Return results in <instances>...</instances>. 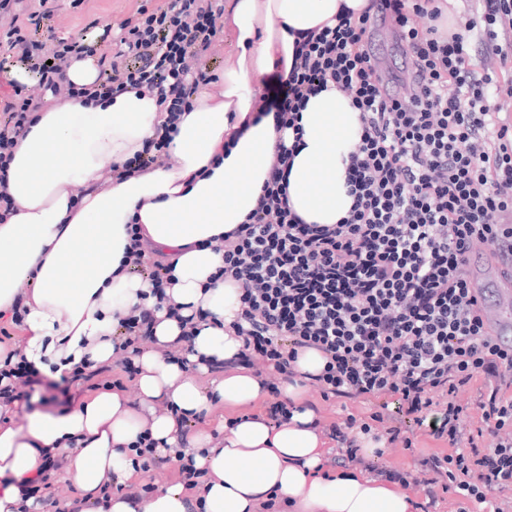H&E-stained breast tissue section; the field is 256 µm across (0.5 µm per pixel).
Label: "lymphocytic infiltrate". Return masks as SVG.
I'll use <instances>...</instances> for the list:
<instances>
[{
    "label": "lymphocytic infiltrate",
    "instance_id": "lymphocytic-infiltrate-1",
    "mask_svg": "<svg viewBox=\"0 0 512 512\" xmlns=\"http://www.w3.org/2000/svg\"><path fill=\"white\" fill-rule=\"evenodd\" d=\"M46 0H0V47L35 67L30 88L0 96V214L13 200L6 189L13 149L42 112L45 96L101 97L127 90L157 98L166 119L125 164L141 173L167 160V148L196 87L212 81L210 49L224 33V0H165L140 8L127 23L120 49L98 54L85 40L57 36ZM483 28L446 25L436 0H376L392 20L413 77L392 92L372 61L369 16L341 14L298 41L289 74H276L261 98L259 117L277 128H298L311 95L334 87L360 113L361 140L346 168L353 205L337 224H309L288 205L294 151L278 145L257 208L224 236L218 276L240 289L233 323L243 348L234 367L274 370L266 412L275 424L292 409L280 382L292 381L298 351L326 359L314 380L323 396L379 400L368 420L348 416L332 425L334 463H360L358 434L381 432L412 448L398 421L449 446L419 461L430 512L439 492L512 512V349L492 336L467 277L473 252L512 241V126L494 104L497 80L469 62L472 38L500 59L512 58V0H480ZM93 57L103 83L77 85L67 72ZM132 274L148 281L157 304L134 307L117 327L136 375L134 354L155 343L156 314L181 319L166 293L171 266L151 249L139 224L128 227ZM475 385L483 447L455 401ZM396 408H389V401Z\"/></svg>",
    "mask_w": 512,
    "mask_h": 512
}]
</instances>
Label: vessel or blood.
<instances>
[{"label": "vessel or blood", "instance_id": "obj_1", "mask_svg": "<svg viewBox=\"0 0 512 512\" xmlns=\"http://www.w3.org/2000/svg\"><path fill=\"white\" fill-rule=\"evenodd\" d=\"M468 276L495 339L512 346V245H503L496 257L472 254Z\"/></svg>", "mask_w": 512, "mask_h": 512}]
</instances>
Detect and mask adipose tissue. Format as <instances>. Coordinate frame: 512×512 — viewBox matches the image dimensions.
<instances>
[{
  "label": "adipose tissue",
  "mask_w": 512,
  "mask_h": 512,
  "mask_svg": "<svg viewBox=\"0 0 512 512\" xmlns=\"http://www.w3.org/2000/svg\"><path fill=\"white\" fill-rule=\"evenodd\" d=\"M371 0H232L224 36L235 52L219 75L220 93L199 87L169 145L170 160L126 174L165 114L155 97L127 91L69 100L43 113L14 150L7 191L15 211L0 221V313L16 298L27 308L23 356L41 373L62 377L84 361L111 362L114 330L138 305L153 306L146 281L130 273L127 226L143 225L173 266L167 293L184 315L208 311L188 346L186 364L161 352L137 358L138 402L98 391L62 414L0 427V512H21L20 485L36 479L46 454L65 457L76 489L71 512H256L287 503L290 512H416L405 487L368 471L326 473L325 442L312 409L273 426L255 416L191 440L207 480L194 494L161 489L131 506L105 484L134 475L130 447L139 435L158 450L179 447L186 419L219 405H247L264 394L259 378L239 372L201 389L190 365L207 369L233 359L243 341L232 327L239 310L233 281L216 279L224 236L259 202L277 142L297 144L288 204L310 224H334L349 211L346 160L361 121L349 98L330 88L309 98L301 135L278 130L273 117L253 122L255 81L290 72L295 44L339 12L361 17Z\"/></svg>",
  "instance_id": "adipose-tissue-1"
}]
</instances>
